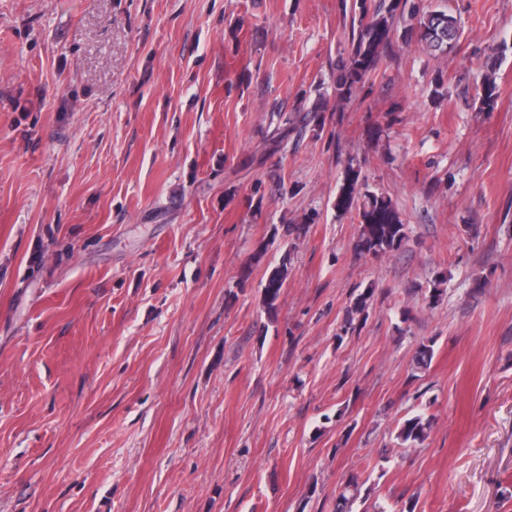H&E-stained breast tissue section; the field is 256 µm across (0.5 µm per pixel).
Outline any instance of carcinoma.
I'll return each mask as SVG.
<instances>
[{
	"label": "carcinoma",
	"mask_w": 512,
	"mask_h": 512,
	"mask_svg": "<svg viewBox=\"0 0 512 512\" xmlns=\"http://www.w3.org/2000/svg\"><path fill=\"white\" fill-rule=\"evenodd\" d=\"M404 41L413 38L431 53L443 54L459 36L457 19L439 7L419 8L407 6V0H379L374 10H369L366 0H354L351 7L349 51L342 60L336 77V96L350 100L377 70L383 53L391 46L394 37ZM497 97V86L487 77L480 96L479 111L490 112ZM322 108L314 106L291 116L278 115L279 124L269 138V149L281 150L283 141L291 132L299 134L311 127L317 131L324 126ZM359 173L349 168L346 179L336 196V208L350 209L358 199ZM361 232L358 241L360 251L379 254L393 251L406 238V225L402 224L390 201L383 196L367 195L359 211ZM288 278V267L283 264L274 268L262 290L263 304L268 311L276 308L281 291ZM371 291L360 293L353 306L347 309L342 332L356 330L353 314L367 307ZM430 433V422L421 415L407 418L401 424L396 439L411 446L423 444ZM358 495V484L352 480L336 497V512H351L349 504Z\"/></svg>",
	"instance_id": "carcinoma-1"
}]
</instances>
